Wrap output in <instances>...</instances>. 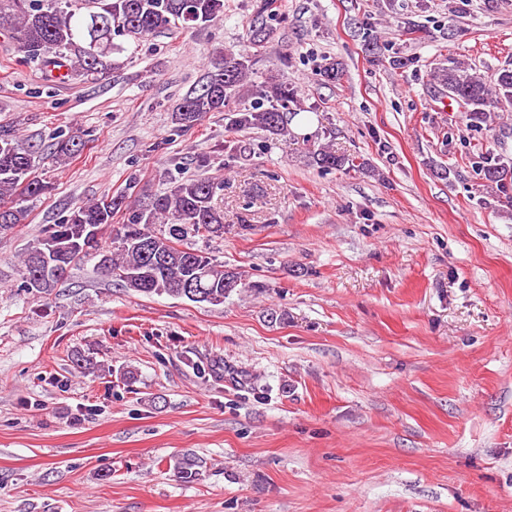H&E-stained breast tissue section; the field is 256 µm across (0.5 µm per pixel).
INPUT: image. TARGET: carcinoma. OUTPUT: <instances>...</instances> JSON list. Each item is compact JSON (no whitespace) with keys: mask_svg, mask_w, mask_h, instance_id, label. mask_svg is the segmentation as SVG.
I'll list each match as a JSON object with an SVG mask.
<instances>
[{"mask_svg":"<svg viewBox=\"0 0 512 512\" xmlns=\"http://www.w3.org/2000/svg\"><path fill=\"white\" fill-rule=\"evenodd\" d=\"M224 13V0H0V32L13 43L20 60L46 71L65 67L69 75L94 80L112 70L113 55L170 25L202 26ZM252 73L246 54L224 57V65L208 73L200 88L182 98L172 119L179 129L193 128L209 112H222L226 127L241 132L257 129L288 143L287 111L298 105L297 89L270 77L256 86L248 106L229 107L240 96ZM433 87L462 108L466 126L493 130V117L512 106V68L501 69L491 81L453 59L430 73ZM52 157L66 162L79 155L84 142L76 136L50 145ZM307 165L323 171H350L365 166L338 154L326 143L306 155ZM197 173L176 179L162 193L146 188L130 200L121 193L84 202L46 237L32 245L17 269L21 285L37 294L50 291L69 277L87 257L123 288L146 296L167 295L196 303L220 305L243 287V274L224 267L207 253L184 244L190 237L224 235V210L219 204L224 180L205 174L210 156L194 157ZM32 150L15 137L0 138V233L27 217L21 203L48 190L33 175ZM486 186L512 205V162L486 150L478 166ZM123 222L112 223L118 213ZM110 228L108 240L103 229ZM173 477L191 483L200 476L201 461L190 453L171 457Z\"/></svg>","mask_w":512,"mask_h":512,"instance_id":"obj_1","label":"carcinoma"}]
</instances>
